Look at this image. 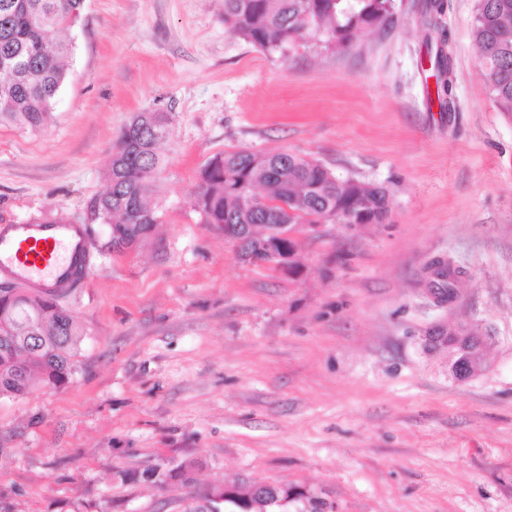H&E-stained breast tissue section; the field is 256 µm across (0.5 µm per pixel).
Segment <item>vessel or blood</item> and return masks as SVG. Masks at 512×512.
I'll return each instance as SVG.
<instances>
[{"label": "vessel or blood", "mask_w": 512, "mask_h": 512, "mask_svg": "<svg viewBox=\"0 0 512 512\" xmlns=\"http://www.w3.org/2000/svg\"><path fill=\"white\" fill-rule=\"evenodd\" d=\"M87 260V230L82 225H0V281L60 293L79 284V270Z\"/></svg>", "instance_id": "1"}]
</instances>
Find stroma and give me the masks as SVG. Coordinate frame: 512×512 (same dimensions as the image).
Here are the masks:
<instances>
[{"instance_id": "obj_1", "label": "stroma", "mask_w": 512, "mask_h": 512, "mask_svg": "<svg viewBox=\"0 0 512 512\" xmlns=\"http://www.w3.org/2000/svg\"><path fill=\"white\" fill-rule=\"evenodd\" d=\"M422 0L344 52H263L220 0H84L54 123L0 128V219L87 229L63 305L85 336L59 387L0 396V512H175L196 485L325 491L340 512H512V115L471 42L476 0H444L455 109L442 111ZM173 116L160 222L107 249L93 213L122 127ZM290 151L387 186V223L298 238L299 274L241 262L193 204L216 154ZM465 275L437 306L426 272ZM490 331V366L457 382L435 327Z\"/></svg>"}]
</instances>
